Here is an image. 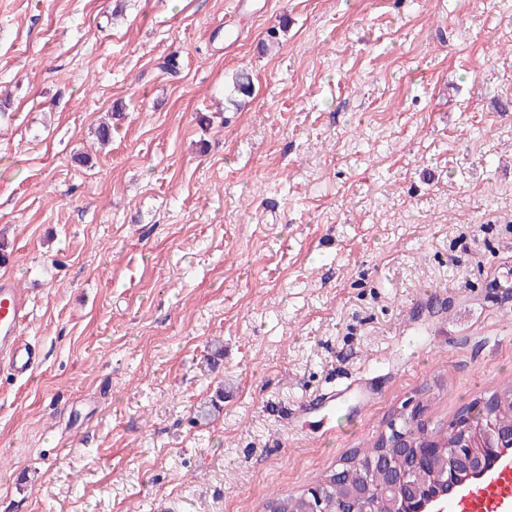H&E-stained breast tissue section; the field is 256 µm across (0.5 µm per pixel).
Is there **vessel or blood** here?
I'll return each mask as SVG.
<instances>
[{"label": "vessel or blood", "instance_id": "b4317fda", "mask_svg": "<svg viewBox=\"0 0 512 512\" xmlns=\"http://www.w3.org/2000/svg\"><path fill=\"white\" fill-rule=\"evenodd\" d=\"M26 319V300L11 278H0V369L23 378L36 365V351L20 340ZM454 512H512V467L500 468L470 489L454 506Z\"/></svg>", "mask_w": 512, "mask_h": 512}]
</instances>
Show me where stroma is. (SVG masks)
I'll return each mask as SVG.
<instances>
[{
    "label": "stroma",
    "instance_id": "obj_1",
    "mask_svg": "<svg viewBox=\"0 0 512 512\" xmlns=\"http://www.w3.org/2000/svg\"><path fill=\"white\" fill-rule=\"evenodd\" d=\"M1 98L0 512H263L512 387V0H0ZM26 299L9 277L0 278V369L10 376L25 378L36 365V351L20 340L26 319Z\"/></svg>",
    "mask_w": 512,
    "mask_h": 512
}]
</instances>
